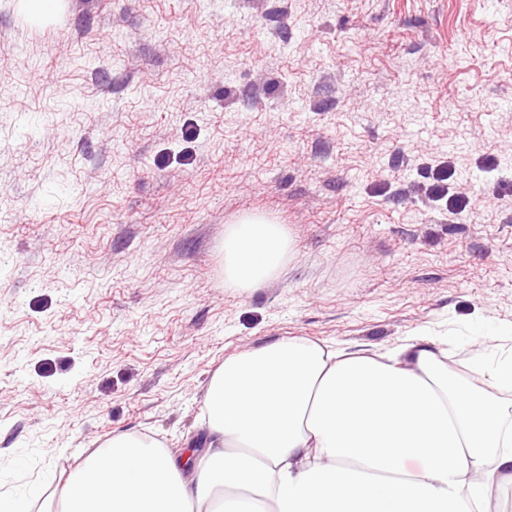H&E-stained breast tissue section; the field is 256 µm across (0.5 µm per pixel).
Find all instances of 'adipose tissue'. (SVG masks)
Listing matches in <instances>:
<instances>
[{
    "label": "adipose tissue",
    "instance_id": "1",
    "mask_svg": "<svg viewBox=\"0 0 512 512\" xmlns=\"http://www.w3.org/2000/svg\"><path fill=\"white\" fill-rule=\"evenodd\" d=\"M284 225L246 216L224 236V285L274 280ZM473 384L420 341L384 354L286 338L225 359L203 402L208 447L173 456L113 437L63 484L58 512H490L512 483V355Z\"/></svg>",
    "mask_w": 512,
    "mask_h": 512
}]
</instances>
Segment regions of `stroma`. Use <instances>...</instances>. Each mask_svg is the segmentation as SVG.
<instances>
[{
    "instance_id": "obj_1",
    "label": "stroma",
    "mask_w": 512,
    "mask_h": 512,
    "mask_svg": "<svg viewBox=\"0 0 512 512\" xmlns=\"http://www.w3.org/2000/svg\"><path fill=\"white\" fill-rule=\"evenodd\" d=\"M458 213L427 189L438 163ZM284 224L272 283L224 236ZM512 0H0V482L46 512L120 433L182 455L284 337L467 377L512 353ZM283 224L264 216H246L224 236V285L248 291L274 280L290 253Z\"/></svg>"
}]
</instances>
